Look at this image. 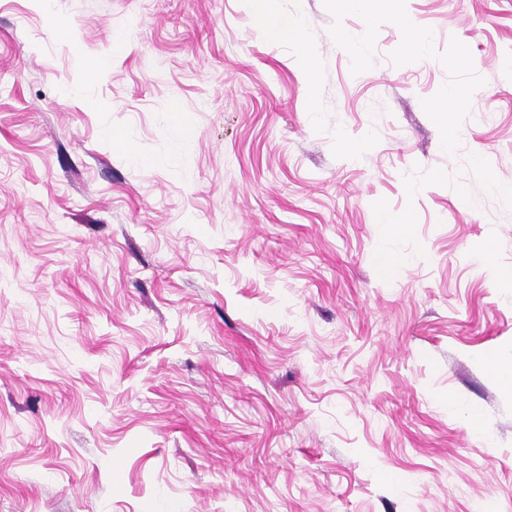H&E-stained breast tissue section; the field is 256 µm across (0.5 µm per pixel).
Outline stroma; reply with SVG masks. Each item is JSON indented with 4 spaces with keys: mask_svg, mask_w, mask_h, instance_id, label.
I'll use <instances>...</instances> for the list:
<instances>
[{
    "mask_svg": "<svg viewBox=\"0 0 512 512\" xmlns=\"http://www.w3.org/2000/svg\"><path fill=\"white\" fill-rule=\"evenodd\" d=\"M274 6L0 0V512H512V0ZM252 15L261 23L271 42L292 40L304 44V26L301 18L281 14L275 10L273 0H247Z\"/></svg>",
    "mask_w": 512,
    "mask_h": 512,
    "instance_id": "1",
    "label": "stroma"
}]
</instances>
